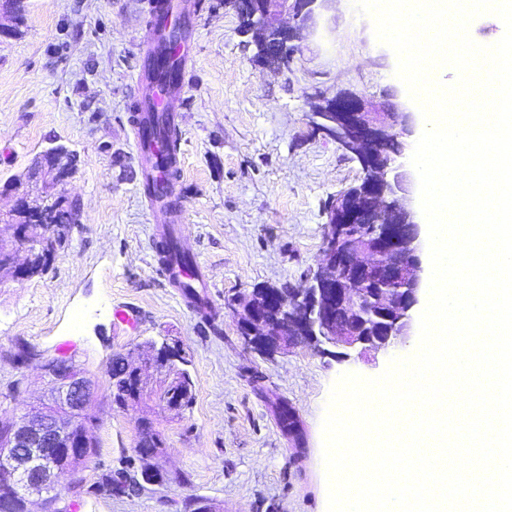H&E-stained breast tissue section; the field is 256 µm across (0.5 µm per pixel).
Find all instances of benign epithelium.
Here are the masks:
<instances>
[{
	"mask_svg": "<svg viewBox=\"0 0 512 512\" xmlns=\"http://www.w3.org/2000/svg\"><path fill=\"white\" fill-rule=\"evenodd\" d=\"M337 2L227 0L241 33L255 45L256 61L266 65L271 56L274 68L293 62ZM306 116L316 130L358 159L364 176L326 204L321 259L307 276V286L238 299L232 304L238 332L251 346L271 352L290 353L304 345L387 352L409 335L420 294V223L406 204L410 176L402 161L404 138L413 133L411 113L396 103L379 111L362 93L343 90L331 98H315ZM68 178L60 168L35 166L28 183L14 180L0 188V195L14 198L13 208L0 212V222L13 229L9 240L0 238L1 272L17 280L32 277L34 238L47 247L55 243L50 214L67 200L63 186ZM180 357L167 343L139 348L135 360L118 356L135 382L122 409L154 400L173 412L182 410L183 399L173 396L177 377L170 367ZM149 370L166 378L163 387L151 388ZM50 378L52 390L38 410L13 418L0 438L4 482L21 485L38 512H52V494L71 474L64 462L83 458L92 443L83 412L94 398L93 380L68 363L57 365Z\"/></svg>",
	"mask_w": 512,
	"mask_h": 512,
	"instance_id": "obj_1",
	"label": "benign epithelium"
}]
</instances>
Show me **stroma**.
<instances>
[{"label": "stroma", "mask_w": 512, "mask_h": 512, "mask_svg": "<svg viewBox=\"0 0 512 512\" xmlns=\"http://www.w3.org/2000/svg\"><path fill=\"white\" fill-rule=\"evenodd\" d=\"M195 51L180 98L185 168L176 183L183 248L208 277L194 307L160 271L163 226L144 198L130 131L141 97L133 76L147 45L149 0H25L19 35L0 39V184L26 177L34 159L62 146L78 159L65 192L79 222L47 272L17 282L0 275V414L38 407L50 382L19 365L25 343L45 357L75 355L95 383L85 417L96 453L89 481L131 456V415L112 410L113 354L167 342L190 361L195 400L182 415L142 406L166 439L160 468L188 475L135 495L86 494L78 512H184L206 498L219 512H322V420L333 384L381 375L390 358H342L334 347L262 353L239 335L232 299L258 286L300 288L320 258L325 204L357 184L359 161L306 117L307 98L348 88L394 97L422 134L397 58L373 20L342 0L332 32L305 43L290 66L255 62L224 0H186ZM21 393L10 394L15 380ZM300 417L303 444L277 420L282 402Z\"/></svg>", "instance_id": "obj_1"}]
</instances>
